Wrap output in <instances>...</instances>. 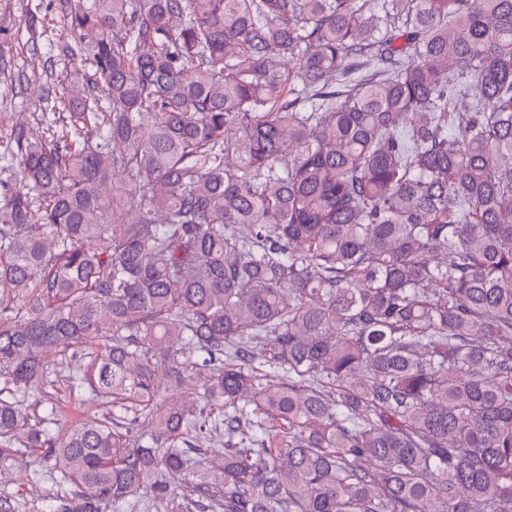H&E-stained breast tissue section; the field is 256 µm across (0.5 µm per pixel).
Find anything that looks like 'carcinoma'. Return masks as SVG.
<instances>
[{
  "label": "carcinoma",
  "instance_id": "1",
  "mask_svg": "<svg viewBox=\"0 0 512 512\" xmlns=\"http://www.w3.org/2000/svg\"><path fill=\"white\" fill-rule=\"evenodd\" d=\"M58 11L69 124L0 168V512L21 462L53 512H512V0ZM90 339L133 417L21 409Z\"/></svg>",
  "mask_w": 512,
  "mask_h": 512
}]
</instances>
